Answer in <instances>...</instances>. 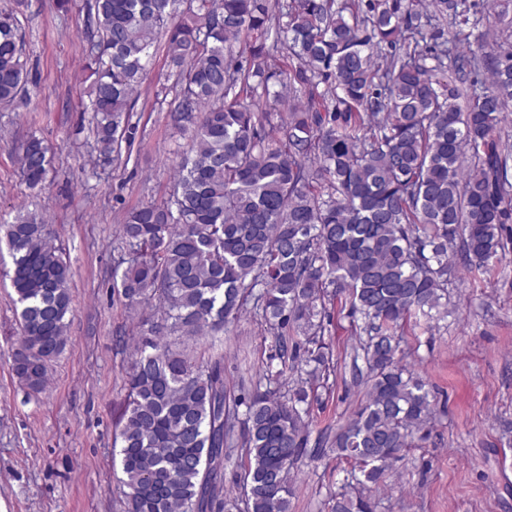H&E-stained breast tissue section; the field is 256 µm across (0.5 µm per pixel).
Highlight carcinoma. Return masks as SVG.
I'll return each mask as SVG.
<instances>
[{
	"label": "carcinoma",
	"instance_id": "obj_1",
	"mask_svg": "<svg viewBox=\"0 0 512 512\" xmlns=\"http://www.w3.org/2000/svg\"><path fill=\"white\" fill-rule=\"evenodd\" d=\"M82 19L80 84L96 159L132 147L130 112L166 47L171 125L193 131L170 194L119 225L112 291L148 307L118 417L125 512H291V471L326 450L376 490L437 411L402 363L405 328L439 310L448 272L488 269L512 244V0H57ZM497 16L496 43L474 34ZM20 20L0 13V105L27 96ZM288 102L283 110L270 100ZM32 188L51 168L32 137ZM32 391L67 342L71 268L47 224H0ZM340 303L365 398L312 434L315 389L335 372L324 336ZM273 337L235 385L221 341L246 311ZM239 495L226 490V471ZM330 512H371L363 495Z\"/></svg>",
	"mask_w": 512,
	"mask_h": 512
}]
</instances>
